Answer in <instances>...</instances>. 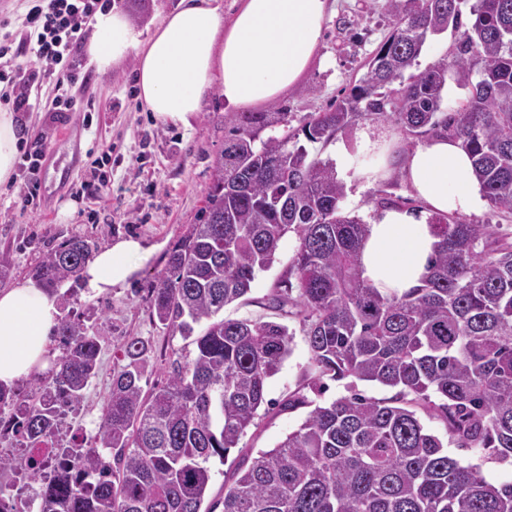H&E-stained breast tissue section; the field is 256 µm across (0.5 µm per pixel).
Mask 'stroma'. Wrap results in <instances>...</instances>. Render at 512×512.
<instances>
[{"instance_id":"1","label":"stroma","mask_w":512,"mask_h":512,"mask_svg":"<svg viewBox=\"0 0 512 512\" xmlns=\"http://www.w3.org/2000/svg\"><path fill=\"white\" fill-rule=\"evenodd\" d=\"M179 0H111L141 31L174 10ZM333 11L325 24L318 54L320 60L301 83L276 99L285 108L291 130H298L312 115L334 108L350 84L365 72L370 54L389 35L392 18L385 0H331ZM93 28L83 25L68 92L83 106L75 116L56 117L45 107L23 113L24 138L44 149L46 157L35 177L16 172L13 181L0 186V259L11 266L10 283L30 279L39 260L72 236L99 249L122 238L134 237L144 245L136 259L137 269L129 287L113 289L98 297L76 288L68 310L85 321L103 338L99 373L85 392L82 418L74 427L95 433L98 417L108 397L113 373L124 359L120 345L137 336L149 343L142 386L152 391L168 377V363L184 352L179 332L153 319L148 297L165 271L167 254L184 237L205 205L216 159L224 149V136L238 110L225 108L218 90L205 98L191 126L165 124L148 112L134 87V58L101 72L87 52ZM111 147L112 165L100 170L102 147ZM106 174L109 192L104 197L83 193L81 185ZM345 184L344 212L371 221L377 212L375 198L386 193L419 208L403 177L393 176L373 186H364L352 172L341 176ZM34 184L40 207L21 213L18 197L27 184ZM299 240L295 232L282 239L272 267L260 272L250 292L227 305V319H261L285 324L292 336V352L267 384V402L257 412L237 448L225 462H213L208 501L223 499L233 473L244 457L276 446L297 429L307 408H287L288 398L303 394L313 404H326L354 392L375 399H389L394 389L353 377L325 379L322 391L311 383L316 375L303 321L297 312L272 309L270 299L280 276L292 264ZM425 427L446 439L450 457L462 465L479 467L493 484L512 483V462L495 459L479 448H459L448 441L441 418L422 415Z\"/></svg>"}]
</instances>
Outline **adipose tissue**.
I'll use <instances>...</instances> for the list:
<instances>
[{
	"label": "adipose tissue",
	"instance_id": "obj_1",
	"mask_svg": "<svg viewBox=\"0 0 512 512\" xmlns=\"http://www.w3.org/2000/svg\"><path fill=\"white\" fill-rule=\"evenodd\" d=\"M329 8V0H243L228 20L213 0H180L147 34L109 9L95 17L88 53L103 71L134 56L138 96L147 110L162 122L186 125L212 88H219L226 107L247 109L297 85L318 53ZM354 151L379 157L377 165L354 172L368 186L400 162L429 215L470 214L484 202L472 161L455 139L435 137L397 156L390 138L365 128L354 147L337 144V165ZM436 242L427 218L401 208L381 211L363 241L362 277L382 293H404L419 284ZM142 251L131 237L99 249L80 272L85 292L96 297L126 287L135 273L132 259ZM60 315L56 294L34 280L0 290L1 384L12 386L51 368V333Z\"/></svg>",
	"mask_w": 512,
	"mask_h": 512
}]
</instances>
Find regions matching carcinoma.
Masks as SVG:
<instances>
[{
  "mask_svg": "<svg viewBox=\"0 0 512 512\" xmlns=\"http://www.w3.org/2000/svg\"><path fill=\"white\" fill-rule=\"evenodd\" d=\"M386 0L393 31L366 73L301 132L262 138L286 112H243L224 138L206 203L168 253L152 288V315L191 339L194 354L171 363L149 394L140 385L147 345L122 344L94 443L74 444L57 482L39 490V512H201L210 461L225 460L266 402L268 380L291 352L286 326L220 317L275 261L283 236L299 245L271 302L299 308L318 377H355L399 389L393 402L360 393L315 406L273 449L234 472L223 512H512V483L448 456L418 416L442 418L460 448L512 460V241L490 224L435 216L438 238L420 284L383 294L361 276L367 224L342 210L345 184L328 160L299 143H327L360 120L390 121L417 138L461 142L485 198L512 213V0H476L463 29L460 0ZM460 31L452 61L403 78L427 39ZM467 90L441 111L448 75ZM92 256L74 237L48 252L32 276L69 304ZM203 325L199 331L198 325ZM60 354L29 391L0 386V406L18 405L7 427L20 448H39L61 425L54 397L78 407L96 375L100 337L63 315Z\"/></svg>",
  "mask_w": 512,
  "mask_h": 512,
  "instance_id": "cac0c4a2",
  "label": "carcinoma"
}]
</instances>
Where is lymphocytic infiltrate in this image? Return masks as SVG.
Masks as SVG:
<instances>
[{
  "mask_svg": "<svg viewBox=\"0 0 512 512\" xmlns=\"http://www.w3.org/2000/svg\"><path fill=\"white\" fill-rule=\"evenodd\" d=\"M104 6V0H30L23 18L25 41L18 45L11 33L0 34V57L13 52L21 58L13 70L0 71V82L14 91L15 111L33 109L48 75L53 76L60 90L53 100V112L77 110V101L63 94L62 89L72 80L74 51L83 24L90 22Z\"/></svg>",
  "mask_w": 512,
  "mask_h": 512,
  "instance_id": "f902f5d3",
  "label": "lymphocytic infiltrate"
}]
</instances>
